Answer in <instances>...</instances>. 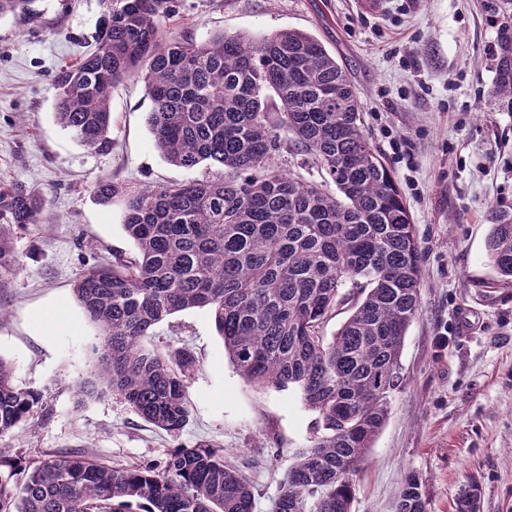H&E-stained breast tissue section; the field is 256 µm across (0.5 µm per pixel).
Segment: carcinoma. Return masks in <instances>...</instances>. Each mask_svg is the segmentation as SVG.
Returning a JSON list of instances; mask_svg holds the SVG:
<instances>
[{"label": "carcinoma", "instance_id": "carcinoma-1", "mask_svg": "<svg viewBox=\"0 0 512 512\" xmlns=\"http://www.w3.org/2000/svg\"><path fill=\"white\" fill-rule=\"evenodd\" d=\"M175 0H103L90 50L55 78L56 120L85 145L111 146L112 91L133 79L153 102L155 147L172 165L222 170L130 190L110 179L91 188L108 206L126 199L123 228L137 258L84 270L73 292L99 330L94 379L81 393L112 392L170 433L190 419L186 378L195 367L144 349L167 317L205 308L224 352L246 380L299 390L316 436L288 468L274 512H351L352 477L385 425L400 358L419 306L422 265L402 193L362 131V105L347 71L314 36L281 30L204 39L166 30ZM490 96L512 112V0H506ZM276 95L270 120L264 92ZM313 156L336 192L273 162L278 129ZM486 257L512 282V208L490 211ZM47 222L42 196L0 186V275L20 265L13 230ZM357 290L336 333L325 323ZM42 395L17 387L0 357V436L27 422ZM470 483L454 512H478ZM253 512L245 469L224 445L170 451L163 463L111 467L85 451L35 462L0 455V512ZM396 512H427L414 475Z\"/></svg>", "mask_w": 512, "mask_h": 512}]
</instances>
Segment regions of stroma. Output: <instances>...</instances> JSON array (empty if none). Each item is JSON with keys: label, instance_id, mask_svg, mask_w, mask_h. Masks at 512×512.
Here are the masks:
<instances>
[{"label": "stroma", "instance_id": "stroma-1", "mask_svg": "<svg viewBox=\"0 0 512 512\" xmlns=\"http://www.w3.org/2000/svg\"><path fill=\"white\" fill-rule=\"evenodd\" d=\"M177 0L168 29L205 38L293 29L316 36L348 70L363 130L409 207L422 257L417 315L400 358L388 419L355 479L352 512H394L416 475L428 512H454L469 480L480 512H512V283L486 258L491 207H512V112L490 96L503 22L499 0ZM103 12L101 0H35L0 19V182L40 193L47 223L16 231L19 270L0 276V357L15 384L42 395L32 424L0 437V453L31 460L89 446L97 459L134 466L177 446L224 445L248 466L255 512H273L297 453L314 438L299 392L244 379L211 314L175 313L148 348L189 351V423L167 433L118 395H80L99 343L78 304L79 273L137 251L122 224L123 198L95 203L92 185L130 189L216 177L186 170L155 149L143 82L112 94V147L84 145L55 117V74L75 64Z\"/></svg>", "mask_w": 512, "mask_h": 512}]
</instances>
